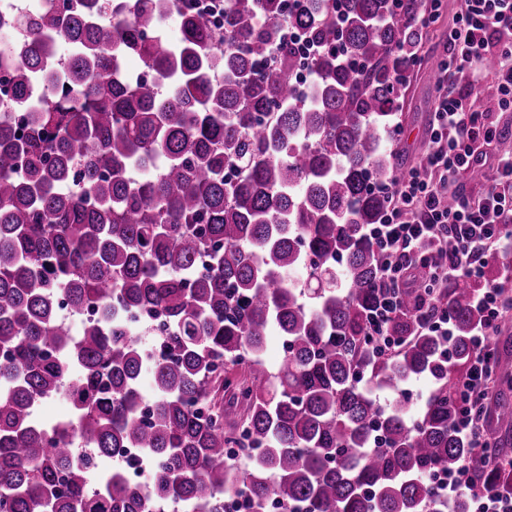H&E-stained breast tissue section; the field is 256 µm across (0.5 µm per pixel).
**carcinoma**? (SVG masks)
I'll return each mask as SVG.
<instances>
[{
	"label": "carcinoma",
	"instance_id": "obj_1",
	"mask_svg": "<svg viewBox=\"0 0 512 512\" xmlns=\"http://www.w3.org/2000/svg\"><path fill=\"white\" fill-rule=\"evenodd\" d=\"M423 0H69L24 15L0 61V512H442L429 480L468 465L512 492V404L500 375L489 447L455 429L480 315L467 281L443 301L451 356L404 298L367 345L378 249L397 178L400 44ZM171 18L179 37L168 41ZM314 52L309 91L296 48ZM135 57L152 72L131 82ZM96 316L78 331L63 309ZM160 321L153 355L131 312ZM285 341L275 367L266 336ZM152 412L141 417L142 378ZM433 381L413 411L404 385ZM232 390L229 402L221 392ZM67 390L52 426L34 406ZM394 395L378 407L371 390ZM98 448L76 459L69 437ZM255 449L241 469L227 449ZM137 448L143 487L109 458Z\"/></svg>",
	"mask_w": 512,
	"mask_h": 512
}]
</instances>
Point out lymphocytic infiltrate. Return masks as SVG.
Listing matches in <instances>:
<instances>
[{"instance_id": "lymphocytic-infiltrate-1", "label": "lymphocytic infiltrate", "mask_w": 512, "mask_h": 512, "mask_svg": "<svg viewBox=\"0 0 512 512\" xmlns=\"http://www.w3.org/2000/svg\"><path fill=\"white\" fill-rule=\"evenodd\" d=\"M437 72V105L425 157L406 176L385 185L388 207L381 222L368 230L380 256L379 301L370 315V334L375 348H390L384 330L406 293L434 292L462 278L476 283L473 301L482 321L471 333L473 357L455 401L458 433L480 448L493 367L490 337L506 317L502 293L512 286V269L497 284L483 283L482 276L490 256L512 255L507 229L512 223V153L496 157L494 181L484 192L475 197L460 192L461 175L483 164L478 145L494 140L496 129L488 113L449 95L448 78L461 75L474 90L492 87L498 107L512 110V0H461ZM420 268L425 276L413 282ZM447 478L450 493L470 492L483 512H512V493L480 484L468 466Z\"/></svg>"}]
</instances>
